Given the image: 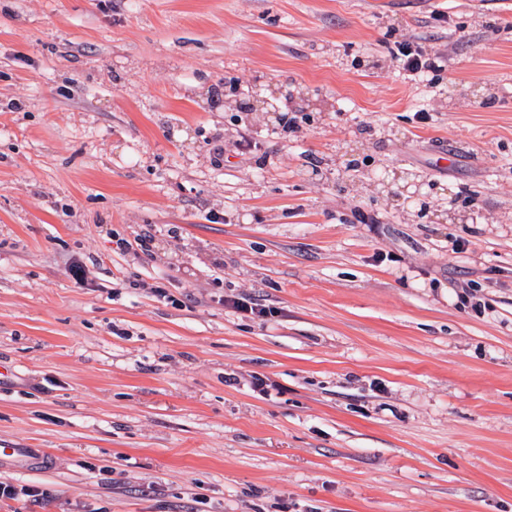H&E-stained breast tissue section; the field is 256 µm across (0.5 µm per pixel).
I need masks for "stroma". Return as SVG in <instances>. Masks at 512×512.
Segmentation results:
<instances>
[{
	"instance_id": "obj_1",
	"label": "stroma",
	"mask_w": 512,
	"mask_h": 512,
	"mask_svg": "<svg viewBox=\"0 0 512 512\" xmlns=\"http://www.w3.org/2000/svg\"><path fill=\"white\" fill-rule=\"evenodd\" d=\"M0 448V512H512V0H0ZM395 58L398 61L399 71L411 81H423L425 73L440 68L438 57L425 56L417 50L414 51L409 43H399Z\"/></svg>"
}]
</instances>
